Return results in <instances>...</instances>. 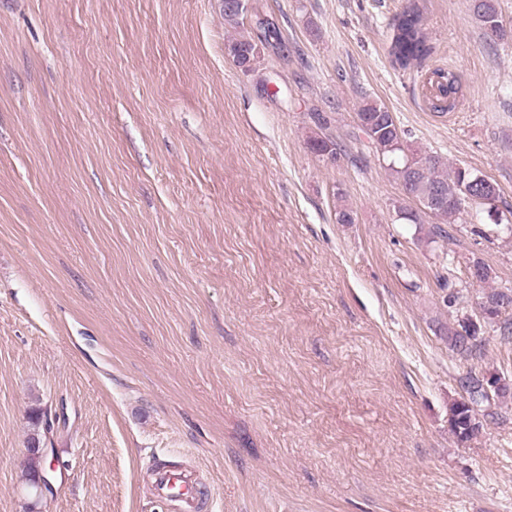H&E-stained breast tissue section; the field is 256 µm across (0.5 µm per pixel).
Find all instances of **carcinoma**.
I'll use <instances>...</instances> for the list:
<instances>
[{
	"label": "carcinoma",
	"instance_id": "cac0c4a2",
	"mask_svg": "<svg viewBox=\"0 0 512 512\" xmlns=\"http://www.w3.org/2000/svg\"><path fill=\"white\" fill-rule=\"evenodd\" d=\"M472 16L483 27L486 34L505 39L512 36V28L504 24L498 11L496 0H471ZM393 35L388 54L394 66L407 70L422 65L434 52L423 31L420 13L412 8L405 9L392 20ZM269 31L261 37L241 34L228 40L237 57L232 59L235 65L256 63L260 55L259 44L269 43ZM438 82L431 103L437 112H450L456 107L461 90L457 75L449 70L439 74ZM358 130L375 148L382 160L388 163V169L401 188L405 199L414 206L398 203L395 212L399 219L408 224H423L424 217H433L439 224H453L465 208L471 204L469 196L479 198L477 205L492 206L500 198L498 185L487 179L479 185H472L476 172L466 167H449L448 158L440 155H423L409 148L403 139L402 131L396 118L389 110L375 102L363 103L356 112ZM311 152L318 156L329 155L339 158L335 141L330 137H319L308 141ZM495 276L493 270L481 260L470 262L465 286L458 289L453 281H448L447 304L453 307L464 301L467 287H482L479 307L482 309L481 320L472 321L467 316L450 327H439L441 335L448 337V349L463 356H473L482 347V324L496 325L502 339L512 338V298L490 286ZM460 384L467 397L456 401L450 409L449 431L457 442L464 444L476 436L482 429L478 411L484 405H491V400L506 399L512 392L504 386L488 397L484 393L482 380L475 374L467 373L460 379Z\"/></svg>",
	"mask_w": 512,
	"mask_h": 512
}]
</instances>
